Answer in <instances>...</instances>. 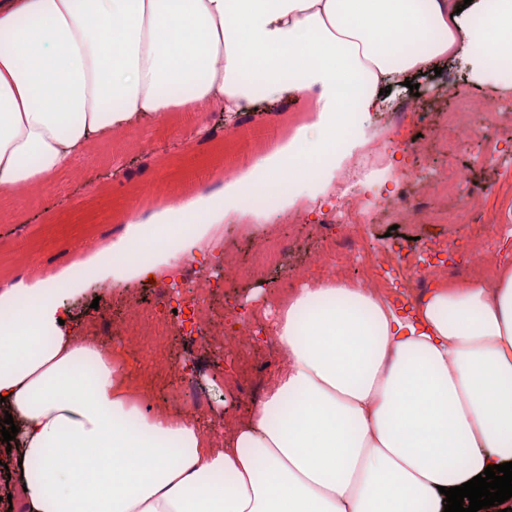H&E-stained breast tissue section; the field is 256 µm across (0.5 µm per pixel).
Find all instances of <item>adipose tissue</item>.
I'll list each match as a JSON object with an SVG mask.
<instances>
[{"label":"adipose tissue","instance_id":"obj_1","mask_svg":"<svg viewBox=\"0 0 512 512\" xmlns=\"http://www.w3.org/2000/svg\"><path fill=\"white\" fill-rule=\"evenodd\" d=\"M462 0H0V199L44 189L112 137L204 112H248L284 95L313 100L285 148L209 197L134 204L114 260L71 254L87 280L0 287V411L18 433L25 512H443L440 487L512 461V261L493 278L434 279L400 314L384 290L316 277L282 295L272 334L283 359L247 418L204 433L192 409L143 410L125 359L67 324L64 298L87 281L103 299L135 275L139 247L170 271L198 251L191 224L289 184L337 136L370 143L381 91L466 54L476 83L512 64V0L467 24Z\"/></svg>","mask_w":512,"mask_h":512}]
</instances>
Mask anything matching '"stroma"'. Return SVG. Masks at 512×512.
I'll list each match as a JSON object with an SVG mask.
<instances>
[{
    "label": "stroma",
    "instance_id": "35a3bbf8",
    "mask_svg": "<svg viewBox=\"0 0 512 512\" xmlns=\"http://www.w3.org/2000/svg\"><path fill=\"white\" fill-rule=\"evenodd\" d=\"M419 83L418 103L397 125L394 137L402 142L420 139L423 153L414 163L396 158L394 166L366 180V196L375 197L377 209H384L406 167L427 173L450 163L463 170L470 186L484 190L485 210L496 216L498 223L512 225V142L504 144L503 159L496 168L481 165L475 146H460L450 157L440 152L446 135L442 115L453 102L439 94V87L458 84L475 96L492 98L500 96V89L473 82L469 65L461 58L442 63L440 71H426ZM310 106V99L301 98L282 102L277 112L259 109L239 118L233 134L221 130L205 140L196 134L173 135L163 123L140 128L124 137L122 152L131 165L127 174L113 169L107 147L100 154L73 160L68 170L50 183L39 204L15 198L11 203L14 218H0V282L22 263L29 276L37 279L67 271L69 257L65 250L69 243L84 238L102 244L115 242L126 229L123 215L140 197L142 182H149L162 201L174 195H207L213 187L212 172L229 165L249 167L268 157L261 140L287 143L293 129L308 119ZM262 219L276 224L274 235L284 246L282 269L266 273L259 280L225 276L210 320L214 336L237 333L248 337L258 362L267 360L271 353L268 327L278 297L303 287L309 278L337 273L330 261L313 259L323 247L314 215L302 211L277 216L269 210ZM401 236L416 237L423 243L443 241L448 237V227L410 218L393 230L379 221L362 225L352 239L357 247L381 250L396 244ZM99 335L108 346L122 351L127 360L126 373L145 393L149 406L156 410L194 406L201 429L211 430L219 423L232 428L262 394L250 384L235 383L236 352L218 353L215 346L203 345L199 337L173 336L168 362L161 367L138 357L132 337L114 335L111 325H103ZM187 375L198 379V387L172 396L170 381Z\"/></svg>",
    "mask_w": 512,
    "mask_h": 512
}]
</instances>
